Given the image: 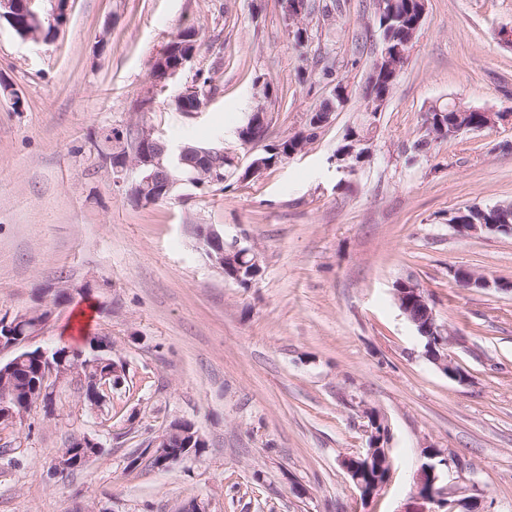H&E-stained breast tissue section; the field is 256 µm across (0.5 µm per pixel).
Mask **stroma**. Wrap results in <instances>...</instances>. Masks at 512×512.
<instances>
[{
	"label": "stroma",
	"mask_w": 512,
	"mask_h": 512,
	"mask_svg": "<svg viewBox=\"0 0 512 512\" xmlns=\"http://www.w3.org/2000/svg\"><path fill=\"white\" fill-rule=\"evenodd\" d=\"M375 0L312 14L295 47L277 0H69L56 35L34 42L0 20V317H50L29 348L89 354L106 338L124 376L103 410L75 380L52 408L33 407L0 434V512H423L412 477L425 447L448 460L442 480L476 512H512V235L464 236L450 219L512 202V123L464 132L414 158L424 113L457 98L512 112V0H427L408 65L354 172L334 155L358 123L382 43ZM192 27L198 52L165 91L150 68ZM329 55L350 97L304 152L249 182L178 188L145 204L92 143L103 131L152 127L171 147L221 145L239 158L305 126L329 96ZM212 82L202 111L172 95ZM277 90L265 136L237 132ZM23 98L14 110L9 96ZM150 111H139L142 98ZM223 226L260 255L248 286L225 280L192 227ZM458 270L490 288H462ZM428 294L468 375L449 380L401 313L398 281ZM65 282L56 302L46 288ZM390 428L386 485L361 500L341 466L365 452L367 412ZM206 446L170 469L140 459L172 421ZM87 435L104 451L59 472L55 454Z\"/></svg>",
	"instance_id": "1"
}]
</instances>
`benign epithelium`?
<instances>
[{
  "instance_id": "obj_1",
  "label": "benign epithelium",
  "mask_w": 512,
  "mask_h": 512,
  "mask_svg": "<svg viewBox=\"0 0 512 512\" xmlns=\"http://www.w3.org/2000/svg\"><path fill=\"white\" fill-rule=\"evenodd\" d=\"M31 0H0V20L7 18L13 28L25 39H38L45 34V28L40 15L30 10ZM288 23L291 29L303 32L305 2L303 0H288ZM196 37L191 42L182 43L176 38L153 61L154 68H163L165 75L163 81L169 83L183 68L186 60L196 54ZM412 53L410 44L399 46L390 51L382 48L377 57L376 66L393 62L394 73L400 72V67L406 64ZM174 106L180 112H199L203 103L193 99L190 91L185 89L173 98ZM448 111L454 116L446 120L443 116L430 120L424 130L434 140L449 139L463 132L481 131L497 126L499 123L512 119L511 112H498L486 108L467 106L461 101L448 99ZM332 113L311 112L308 115L306 128L299 131L300 139L297 150L301 151L307 146L304 139L306 129L309 127H323L330 122ZM267 112L258 110L252 113L247 124L238 131V138L244 144L257 141L259 131L265 129ZM354 146L336 157L342 169L348 172L355 170L357 164L364 161L370 154V138L357 135L351 137ZM94 149L100 159L118 175H134L131 182V195L140 202L151 203L170 196L178 187L183 185H198L203 180L215 176V163L217 157L232 160L237 167H245L249 175L257 176L264 172L266 155L255 154L251 156L247 165H242L238 157L227 152L219 145L192 146L182 145L175 149L169 147L160 138L154 135L152 129L138 124L127 135L122 131H109L101 140L95 142ZM454 228L467 236L482 235L491 232L512 234L511 224H456ZM196 235L200 240L208 260L224 274L227 280H233L240 285H248L260 272L259 256L252 249L241 247L237 242L227 243L224 240V230L214 224L195 225ZM395 299L406 318H411V309L415 305L424 308L428 327L420 332L426 339L425 355L451 380L463 383L467 375L463 369L448 358L449 330L438 324L429 298L423 288L411 280L397 282ZM49 318V312L20 314L13 318H0V352L16 350V358L5 364L0 363V423L3 421L16 422L26 413V408L37 404L46 406L51 403L53 388L66 378L78 379L85 389L87 401L95 408L107 403V398L101 396L100 390L107 389L104 380L116 377L121 373L117 365H112V373L100 375L91 372L90 365L80 369L77 367H64L56 365L48 357L47 352L40 350L36 353L41 361L38 377L40 381L35 385V396L21 406L12 399L14 392L7 383L9 371L17 363L31 357V351L24 350L29 338L37 335ZM370 425L366 430L368 434V447L366 452L357 456L346 457L341 461L342 467L352 480L360 493L361 498L372 497L384 484L389 476L390 469L388 455L389 429L384 421L370 411L367 413ZM154 468L166 470L185 457L195 453L198 448L205 447V443L194 427L185 421H175L155 442ZM103 452L102 444L90 436L75 437L56 452L55 466L60 472L76 467H84L93 458ZM441 453L430 451L424 454L423 461L415 475L413 482V495L429 504H436L446 508V512H457V508L465 506L463 500L457 498V488L440 484V469L433 459Z\"/></svg>"
}]
</instances>
